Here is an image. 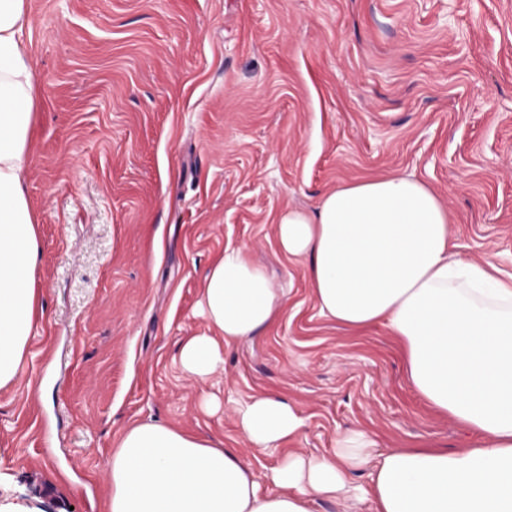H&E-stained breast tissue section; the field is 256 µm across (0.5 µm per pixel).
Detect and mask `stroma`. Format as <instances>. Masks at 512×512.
Segmentation results:
<instances>
[{
    "label": "stroma",
    "instance_id": "obj_1",
    "mask_svg": "<svg viewBox=\"0 0 512 512\" xmlns=\"http://www.w3.org/2000/svg\"><path fill=\"white\" fill-rule=\"evenodd\" d=\"M28 6L43 317L0 389L1 506L107 512L112 451L140 423L223 441L266 476L354 428L385 451L479 446L410 386L386 326L319 314L275 227L336 186L404 175L438 193L456 252L512 273V0ZM228 247L288 302L200 383L178 350L206 328L201 282ZM261 393L306 420L270 454L243 447L233 413Z\"/></svg>",
    "mask_w": 512,
    "mask_h": 512
}]
</instances>
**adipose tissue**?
I'll return each instance as SVG.
<instances>
[{
	"instance_id": "obj_1",
	"label": "adipose tissue",
	"mask_w": 512,
	"mask_h": 512,
	"mask_svg": "<svg viewBox=\"0 0 512 512\" xmlns=\"http://www.w3.org/2000/svg\"><path fill=\"white\" fill-rule=\"evenodd\" d=\"M28 0H0V388L19 376L43 315L37 286V218L24 189L36 96L21 37ZM278 244L303 260L325 317L355 330L385 325L402 349L411 386L432 409L483 444L380 451L365 430L336 438L329 454H291L260 491L252 465L222 442L161 423L123 432L109 462L108 512H512V280L490 262L454 253L448 211L422 182L370 178L325 193L314 211L291 209ZM287 294L242 249H225L204 275L206 332L179 350L200 382L224 368V351L246 342L285 307ZM242 443L259 452L301 436L287 400L258 394L234 410ZM368 484H360V477Z\"/></svg>"
}]
</instances>
